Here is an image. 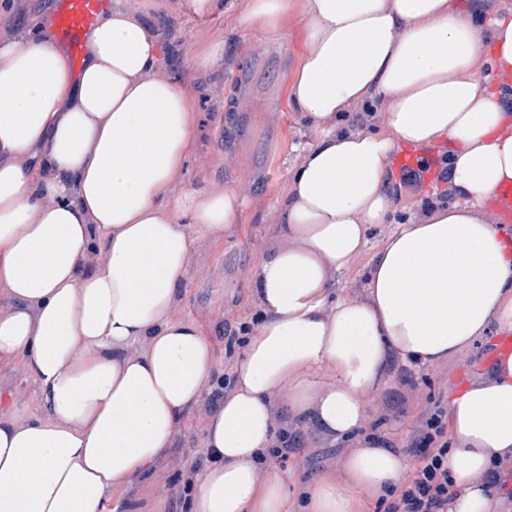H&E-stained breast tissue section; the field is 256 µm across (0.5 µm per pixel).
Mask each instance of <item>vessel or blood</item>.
<instances>
[{
	"label": "vessel or blood",
	"instance_id": "b4317fda",
	"mask_svg": "<svg viewBox=\"0 0 512 512\" xmlns=\"http://www.w3.org/2000/svg\"><path fill=\"white\" fill-rule=\"evenodd\" d=\"M106 6L107 0H56L50 23L73 62L81 61L85 36ZM491 206L500 225L512 231V186L502 187Z\"/></svg>",
	"mask_w": 512,
	"mask_h": 512
}]
</instances>
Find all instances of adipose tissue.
Segmentation results:
<instances>
[{
  "instance_id": "obj_1",
  "label": "adipose tissue",
  "mask_w": 512,
  "mask_h": 512,
  "mask_svg": "<svg viewBox=\"0 0 512 512\" xmlns=\"http://www.w3.org/2000/svg\"><path fill=\"white\" fill-rule=\"evenodd\" d=\"M246 30L299 17L288 88L320 133L302 148L276 209L278 246L252 271L261 324L233 387L205 414L194 512H287L276 470L259 475L279 389L294 429L355 439L347 492L325 473L308 512H354L410 467L362 439L371 400L398 365L452 360L488 333L512 334V235L484 204L512 183V9L481 0H236ZM140 0H116L80 69L47 29L0 39V361L37 384L40 411L0 416V512H104L114 492L166 458L204 405L215 361L172 310L194 231L226 232L243 188L176 190L194 111L167 74ZM379 130L337 129L363 104ZM440 144L450 200L393 222L391 160ZM393 224L367 262L364 295L336 277ZM336 376L320 389L323 369ZM447 512H495L494 464L512 461V355L448 400Z\"/></svg>"
}]
</instances>
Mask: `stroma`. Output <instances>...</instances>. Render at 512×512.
<instances>
[{"mask_svg":"<svg viewBox=\"0 0 512 512\" xmlns=\"http://www.w3.org/2000/svg\"><path fill=\"white\" fill-rule=\"evenodd\" d=\"M151 2L142 0L150 26L164 45L166 71L188 82L195 112L193 146L181 186L213 182L248 188L240 224L226 234H196L188 276L173 309L174 316L193 321L206 337L220 377L227 335L255 311L253 267L278 241L274 214L297 162L293 147L318 137L317 131L304 127L288 100V84L301 59L302 23L293 18L283 31L242 30L235 23L233 0H219L218 8L205 15L156 11ZM54 4L55 0H0V36L45 21ZM216 40L225 43L226 65L197 68L194 57ZM496 338V333H489L452 361L414 370L415 385L396 383L372 401V418L384 420L379 435L392 447L405 448L429 398L447 400L449 391H463L488 370V353ZM0 392L11 396L13 410L37 408V386L18 365L0 362ZM201 447V414L195 409L154 474L115 493L105 512H136L145 494L159 501L157 512H183L171 496L169 482ZM349 448V442L333 443L313 433L303 437L299 450L280 469L292 491L291 512H304L298 493L318 473H342Z\"/></svg>","mask_w":512,"mask_h":512,"instance_id":"obj_1","label":"stroma"}]
</instances>
